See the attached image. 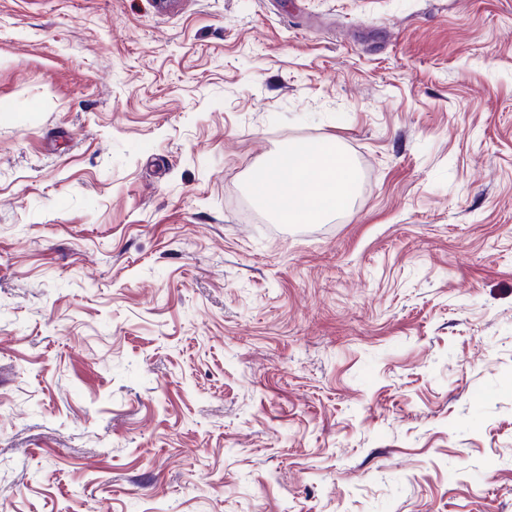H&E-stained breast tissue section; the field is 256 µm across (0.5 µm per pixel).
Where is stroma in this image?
<instances>
[{"label":"stroma","instance_id":"stroma-1","mask_svg":"<svg viewBox=\"0 0 512 512\" xmlns=\"http://www.w3.org/2000/svg\"><path fill=\"white\" fill-rule=\"evenodd\" d=\"M0 512H512V0H0ZM356 173L338 145L298 141L270 156L252 185L255 198L284 224H316L348 211Z\"/></svg>","mask_w":512,"mask_h":512}]
</instances>
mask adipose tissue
<instances>
[{"mask_svg": "<svg viewBox=\"0 0 512 512\" xmlns=\"http://www.w3.org/2000/svg\"><path fill=\"white\" fill-rule=\"evenodd\" d=\"M355 190V169L340 149L306 141L270 156L252 186L255 198L284 224H316L346 212Z\"/></svg>", "mask_w": 512, "mask_h": 512, "instance_id": "obj_1", "label": "adipose tissue"}]
</instances>
